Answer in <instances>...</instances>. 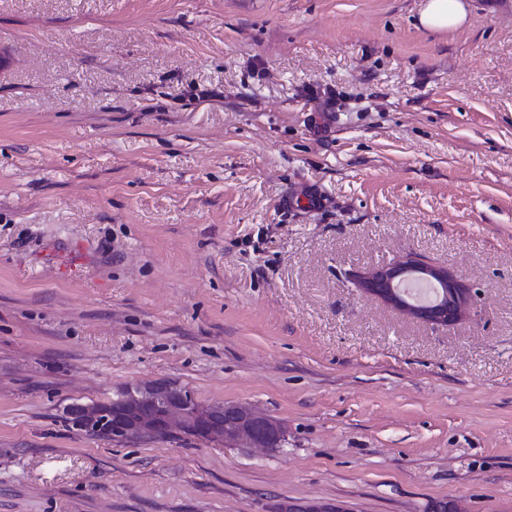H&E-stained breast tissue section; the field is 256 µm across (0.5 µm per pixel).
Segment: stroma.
Here are the masks:
<instances>
[{
  "mask_svg": "<svg viewBox=\"0 0 512 512\" xmlns=\"http://www.w3.org/2000/svg\"><path fill=\"white\" fill-rule=\"evenodd\" d=\"M423 2L0 0V512H512V0ZM155 380L288 441L64 421ZM467 21L468 9L463 0H426L418 19L422 28L433 32L455 30ZM357 284L394 309L437 327L455 325L473 298V289L448 269L412 259L372 268L358 277ZM280 512H350L343 504L308 500L296 502L291 499H284L279 507Z\"/></svg>",
  "mask_w": 512,
  "mask_h": 512,
  "instance_id": "35a3bbf8",
  "label": "stroma"
}]
</instances>
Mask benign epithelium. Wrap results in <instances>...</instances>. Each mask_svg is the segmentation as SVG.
I'll use <instances>...</instances> for the list:
<instances>
[{
  "instance_id": "1",
  "label": "benign epithelium",
  "mask_w": 512,
  "mask_h": 512,
  "mask_svg": "<svg viewBox=\"0 0 512 512\" xmlns=\"http://www.w3.org/2000/svg\"><path fill=\"white\" fill-rule=\"evenodd\" d=\"M358 287L394 309L430 326L450 327L472 302L473 289L448 269L418 260L393 261L357 279ZM65 414L76 428L125 442L174 432L226 445L276 451L288 441L285 424L238 402L205 405L167 381L123 390L107 402L72 403ZM279 512H350L343 504L285 499Z\"/></svg>"
}]
</instances>
